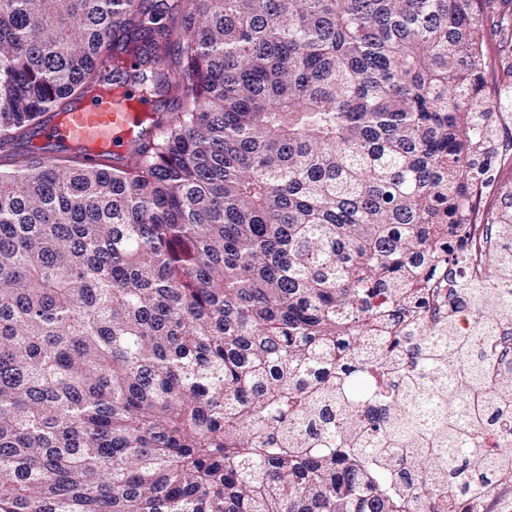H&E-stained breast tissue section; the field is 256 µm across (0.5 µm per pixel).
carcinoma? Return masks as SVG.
<instances>
[{
	"mask_svg": "<svg viewBox=\"0 0 512 512\" xmlns=\"http://www.w3.org/2000/svg\"><path fill=\"white\" fill-rule=\"evenodd\" d=\"M496 5L0 0V149L100 63L157 103L108 171L0 170V512H449L512 469L474 443L512 425L483 369L512 256L448 259L512 112L483 84Z\"/></svg>",
	"mask_w": 512,
	"mask_h": 512,
	"instance_id": "carcinoma-1",
	"label": "carcinoma"
}]
</instances>
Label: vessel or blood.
<instances>
[{
  "mask_svg": "<svg viewBox=\"0 0 512 512\" xmlns=\"http://www.w3.org/2000/svg\"><path fill=\"white\" fill-rule=\"evenodd\" d=\"M144 103L132 84L105 86L102 92L85 95L65 112L49 117L42 125L38 145L57 144L76 151L87 149L103 167L113 159L127 158L138 139V122L144 119Z\"/></svg>",
  "mask_w": 512,
  "mask_h": 512,
  "instance_id": "b4317fda",
  "label": "vessel or blood"
}]
</instances>
